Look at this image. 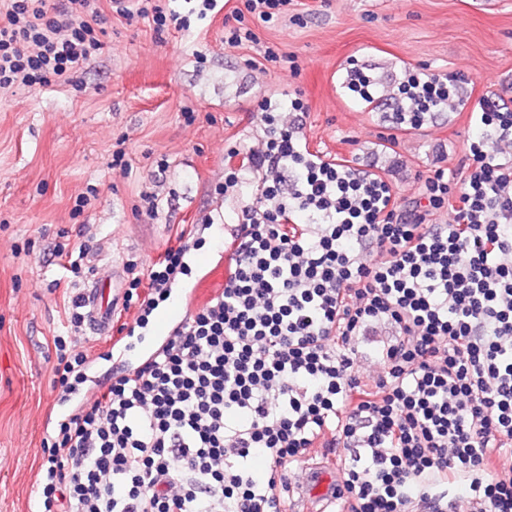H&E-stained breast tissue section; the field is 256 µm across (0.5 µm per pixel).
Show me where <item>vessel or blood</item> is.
<instances>
[{"label": "vessel or blood", "mask_w": 512, "mask_h": 512, "mask_svg": "<svg viewBox=\"0 0 512 512\" xmlns=\"http://www.w3.org/2000/svg\"><path fill=\"white\" fill-rule=\"evenodd\" d=\"M124 269L120 266L97 272L82 292L87 310L89 330L96 336H107L112 332V316L123 305ZM190 309L189 294L179 293L170 313L164 317L154 331L156 343L166 342L182 323ZM291 492L297 495L295 512H317L320 503L336 502V481L329 468L312 464L303 481L293 484Z\"/></svg>", "instance_id": "vessel-or-blood-1"}]
</instances>
